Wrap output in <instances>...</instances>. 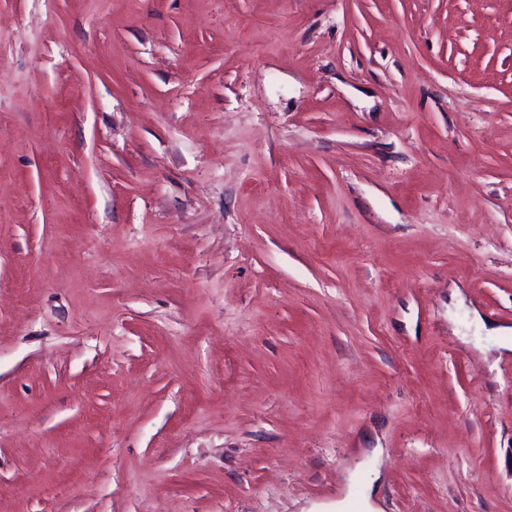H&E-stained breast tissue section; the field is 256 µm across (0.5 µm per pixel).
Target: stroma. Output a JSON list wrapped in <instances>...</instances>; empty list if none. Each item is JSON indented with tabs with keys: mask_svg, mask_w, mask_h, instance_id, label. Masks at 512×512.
<instances>
[{
	"mask_svg": "<svg viewBox=\"0 0 512 512\" xmlns=\"http://www.w3.org/2000/svg\"><path fill=\"white\" fill-rule=\"evenodd\" d=\"M512 512V0H0V512Z\"/></svg>",
	"mask_w": 512,
	"mask_h": 512,
	"instance_id": "35a3bbf8",
	"label": "stroma"
}]
</instances>
